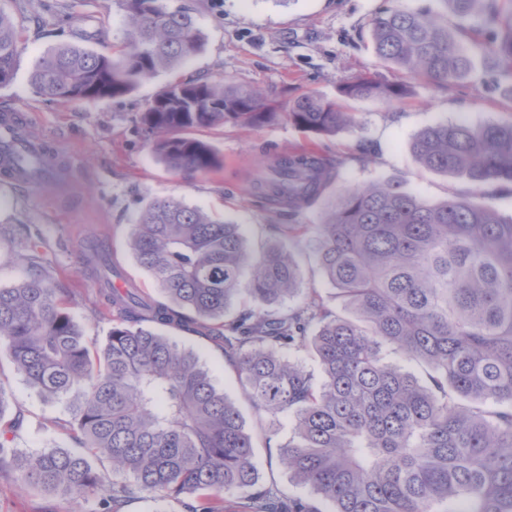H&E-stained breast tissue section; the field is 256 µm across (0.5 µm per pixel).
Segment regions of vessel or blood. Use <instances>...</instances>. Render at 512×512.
Returning a JSON list of instances; mask_svg holds the SVG:
<instances>
[{
  "instance_id": "1",
  "label": "vessel or blood",
  "mask_w": 512,
  "mask_h": 512,
  "mask_svg": "<svg viewBox=\"0 0 512 512\" xmlns=\"http://www.w3.org/2000/svg\"><path fill=\"white\" fill-rule=\"evenodd\" d=\"M31 120V113L25 109L0 111V172L20 188L65 186L67 171L58 152L27 135Z\"/></svg>"
}]
</instances>
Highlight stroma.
Here are the masks:
<instances>
[{
  "label": "stroma",
  "instance_id": "stroma-1",
  "mask_svg": "<svg viewBox=\"0 0 512 512\" xmlns=\"http://www.w3.org/2000/svg\"><path fill=\"white\" fill-rule=\"evenodd\" d=\"M399 0H168L191 10L204 34L200 52L181 66L141 81L128 95L105 103H60L34 92V63L62 43L83 44L102 54L125 45L126 13L119 0H0V11L18 25L15 74L0 86V109L17 104L33 112L30 132L52 142L68 161L62 189H22L0 180V285L23 277L24 255L35 254L60 287L69 289L70 313L89 339L104 342L111 317L99 316L97 281L80 264L89 244L102 247L129 283L155 294L150 276L134 261L128 237L146 205L174 198L215 218L240 225L252 254L262 246L287 241L288 224H316L340 192L375 181L395 180L429 203L453 195L478 201L512 215V185L475 187L469 181L423 169L410 144L427 125L466 121L477 126L512 121V96L500 70L477 64L467 78L437 85L382 63L370 41L371 24ZM361 76L386 84L404 83L407 98L340 99L339 88ZM209 80L258 90L280 106L315 92L339 100L353 124L316 135L286 115L260 127L233 123L192 130L222 161L207 173L174 170L161 162L141 117L149 101L172 83ZM314 150L337 159L338 179L315 204L298 212L253 190L279 155ZM168 336L193 350L246 420L254 442L253 462L264 485L286 495L313 500L308 487L292 482L279 464L290 416L256 410L242 391L222 347L179 329ZM0 389L10 403L9 418L20 425L0 431V443L24 454L55 446H74L67 428L68 400L42 398L7 361H0ZM99 495L62 498L22 491L18 473L0 471V512H101ZM316 512H332L313 500Z\"/></svg>",
  "mask_w": 512,
  "mask_h": 512
}]
</instances>
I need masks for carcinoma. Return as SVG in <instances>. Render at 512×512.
<instances>
[{
	"instance_id": "1",
	"label": "carcinoma",
	"mask_w": 512,
	"mask_h": 512,
	"mask_svg": "<svg viewBox=\"0 0 512 512\" xmlns=\"http://www.w3.org/2000/svg\"><path fill=\"white\" fill-rule=\"evenodd\" d=\"M121 2L130 24L124 49H53L33 67L35 93L64 103L120 98L201 49L189 13L166 0ZM442 2L460 18L487 3L491 46L462 44L443 15L396 7L373 19L377 58L436 84L469 75L478 55L512 72V0L504 8L497 0ZM16 43L13 21L0 12V85L13 78ZM340 93L394 102L409 86L364 76ZM286 114L314 133L352 122L316 93ZM276 116L256 90L203 80L165 88L142 123L170 168L209 172L216 153L183 132ZM411 149L424 167L478 188L512 183V122L438 123ZM336 176L337 163L316 151L283 154L257 192L296 212ZM286 228L290 240L313 233L323 275L350 315L315 288L287 304L300 282L291 252L272 244L254 257L239 225L173 198L150 202L128 241L164 299L111 288L107 273L117 265L94 249L80 256L97 272L99 314L112 316L98 351L63 307L67 289L42 271L1 286L0 354L44 398H72L70 427L85 452L23 455L0 444V471L13 466L24 490L85 498L103 489L114 509L136 493L162 502L205 492L204 512H313L259 484L242 415L196 355L158 330L169 326L222 346L254 406L293 417L280 463L333 512H512V215L472 196L430 204L385 181L345 190L319 224ZM244 294L258 306L228 315ZM385 348L431 373L422 380L385 362ZM299 351L318 360L320 379L287 357ZM105 461L132 482L104 486L95 464Z\"/></svg>"
}]
</instances>
